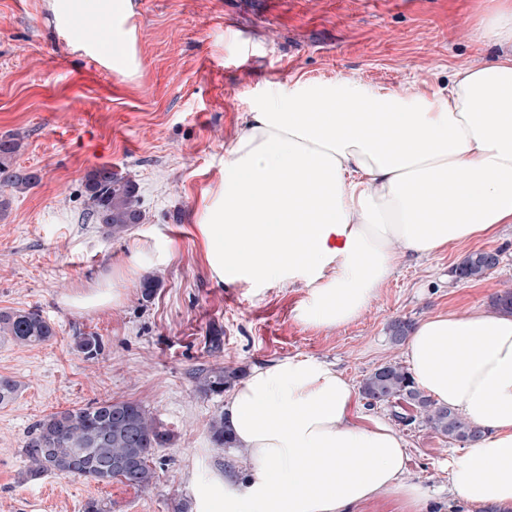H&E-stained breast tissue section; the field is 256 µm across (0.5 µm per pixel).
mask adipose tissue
<instances>
[{
	"instance_id": "adipose-tissue-1",
	"label": "adipose tissue",
	"mask_w": 512,
	"mask_h": 512,
	"mask_svg": "<svg viewBox=\"0 0 512 512\" xmlns=\"http://www.w3.org/2000/svg\"><path fill=\"white\" fill-rule=\"evenodd\" d=\"M56 12L112 25V67L135 64L131 0H56ZM490 59L454 71L447 89L383 93L344 79L271 87L228 150L195 232L218 281L302 286L296 318L318 330L358 319L408 256L493 236L512 224V0L479 19ZM140 242L114 275L64 296L76 311L122 299L118 279L165 265ZM416 387L482 437L449 483L475 512H512V312H439L405 345ZM239 468L224 471L213 512H359L386 498L423 512L407 446L364 412L334 366L286 357L252 368L224 401Z\"/></svg>"
}]
</instances>
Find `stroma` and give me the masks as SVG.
Segmentation results:
<instances>
[{
  "mask_svg": "<svg viewBox=\"0 0 512 512\" xmlns=\"http://www.w3.org/2000/svg\"><path fill=\"white\" fill-rule=\"evenodd\" d=\"M138 69L125 77L97 52L107 29L66 31L51 0H0V138L19 136L13 167L38 173L34 187L6 189L0 212V311L35 310L53 326L45 343L19 346L0 336V377L21 389L0 404V512H81L86 499L112 512H200L222 494L234 465L216 447L209 421L224 397L199 392L195 371L254 365L290 356L336 365L355 385L379 365L404 361L389 326L437 311L491 306L512 288V224L495 239L408 258L356 321L331 332L301 324V288L253 289L213 279L193 230L204 195L224 169L227 150L270 86L355 79L384 92L444 89L459 66L494 55L479 36L489 0H133ZM106 165L131 180L143 217L107 236L82 221L85 176ZM171 244L168 264L126 279L119 305L78 312L62 297L111 274L140 240ZM499 251L477 281L454 267L471 252ZM156 288L141 296L144 280ZM224 332L209 350L212 329ZM100 336L95 359L77 353V336ZM141 403L172 434L157 449L145 492L48 474L22 480L21 452L50 413L105 399ZM397 424L407 443V475L430 493L429 512L453 504L449 475L466 447L435 432L402 402L366 406ZM412 419L398 424V414Z\"/></svg>",
  "mask_w": 512,
  "mask_h": 512,
  "instance_id": "stroma-1",
  "label": "stroma"
}]
</instances>
